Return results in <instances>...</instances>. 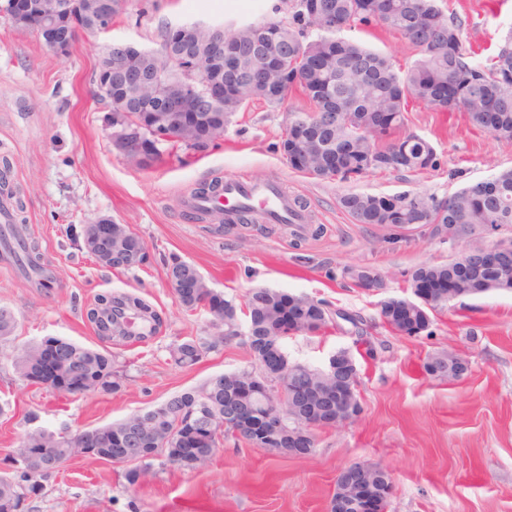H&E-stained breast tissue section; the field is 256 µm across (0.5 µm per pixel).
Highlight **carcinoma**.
<instances>
[{
    "instance_id": "1",
    "label": "carcinoma",
    "mask_w": 512,
    "mask_h": 512,
    "mask_svg": "<svg viewBox=\"0 0 512 512\" xmlns=\"http://www.w3.org/2000/svg\"><path fill=\"white\" fill-rule=\"evenodd\" d=\"M304 0H288V19L237 30L224 36V58L248 59L257 51L276 56L288 68L293 84L309 103V109L288 113V134L303 136V148L309 154L304 167L294 170L316 178L339 177L347 180L370 171H405L420 173L437 166L433 146L424 138L407 131L408 100L424 104L434 112H460L474 128L497 140L512 144V41L508 40L484 63L471 61L474 52L465 46L462 22L457 19L453 2L448 12L436 0H319L320 15L312 16L303 7ZM357 24H373L407 40L421 58L401 72L390 58L356 41L336 37V32ZM316 38L307 39L310 30ZM288 55H283V49ZM277 67L269 62L249 72H220L211 65L199 77V84L224 78V111L215 122L200 124L180 135L178 143L187 149L204 150L224 135L222 126L249 104L260 101L269 106L281 105L288 92L278 81ZM387 113L383 126H377L379 113ZM340 206L357 224H453L450 244L473 233L475 227L491 228L496 233L512 228V169L502 170L492 178L477 181L446 199L437 200L402 193L393 196L348 193L339 198ZM4 253L18 266L32 273L43 272L38 246L23 243L16 251L3 242ZM196 266L177 258L167 264L168 279L186 277ZM366 265L348 266L344 277L358 288H373L366 280ZM448 263L422 264L408 272L407 283L446 281L451 276ZM459 287L473 296L491 289H512V271L476 268L461 280ZM293 304L296 330L314 334L332 322L330 310L320 301L283 291L274 293L253 290L246 302V346L256 365L266 353H276L283 360L291 383L319 377L318 369L291 363L284 352L287 336L282 334L279 313L284 302ZM224 315L214 320L212 336H190L179 343L171 356L180 367L195 365L204 354L214 350L223 338L235 335L238 327L237 307L224 299ZM381 322L397 330L399 314L393 305L379 303ZM128 324L139 318L146 331L137 333L148 339L160 332L161 318L149 319L117 313ZM57 344L72 364L89 365L92 392L112 394L121 388V376L108 351L92 349L63 338L46 340ZM40 344L18 351L13 367L18 376L31 384L38 383ZM428 359L444 368L440 377L457 375L458 360L440 353ZM241 374L260 384L241 407L254 414H265L283 403L266 394L277 381L264 370H243ZM336 405V382L323 383L321 396L301 405L306 420L322 427L329 425L327 409ZM153 415L138 412L110 425L95 429L100 434L97 460L109 463H132L127 472L129 483H136V471L151 474L154 466L187 468V453L177 435L189 427L212 422L219 428L224 419V376L217 375L202 385L176 394L159 404ZM139 427L140 441L151 456L138 458L128 448L119 447L118 438ZM82 434L62 435L43 430L41 446L45 454L30 457L15 475L0 474V512H15L19 506L42 489L41 480L54 473L70 459L69 448L80 444Z\"/></svg>"
}]
</instances>
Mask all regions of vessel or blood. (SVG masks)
Listing matches in <instances>:
<instances>
[{
  "mask_svg": "<svg viewBox=\"0 0 512 512\" xmlns=\"http://www.w3.org/2000/svg\"><path fill=\"white\" fill-rule=\"evenodd\" d=\"M223 205L227 221H237L241 210L261 206L265 213L275 220H286L294 224L308 221L305 210L296 208L277 186L270 182H255L244 179H230L224 182L219 196L190 197L187 206L192 211H208L216 205Z\"/></svg>",
  "mask_w": 512,
  "mask_h": 512,
  "instance_id": "vessel-or-blood-1",
  "label": "vessel or blood"
}]
</instances>
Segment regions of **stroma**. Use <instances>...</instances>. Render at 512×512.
I'll list each match as a JSON object with an SVG mask.
<instances>
[{"mask_svg": "<svg viewBox=\"0 0 512 512\" xmlns=\"http://www.w3.org/2000/svg\"><path fill=\"white\" fill-rule=\"evenodd\" d=\"M457 11L465 43L479 57L495 53L512 33V0H462ZM286 0H125L107 30L79 37L57 56L34 29L15 28L0 15V177H7L24 209L15 226L36 244L55 274L38 286L0 251V307L16 328L0 342V471L11 459L27 417L58 433L74 434L123 420L196 387L208 378L251 368L237 336L189 368L175 366L170 347L209 334L206 309L186 311L167 283L165 259L193 263L208 286L236 307L266 287L305 295L329 309L360 315L363 333L341 321L318 335L294 334L284 344L292 362L323 368L341 351L356 360L363 412L353 422L315 432L307 457H289L234 438L189 471L169 467L129 483L127 467L74 458L44 479L24 512H329L336 477L353 464L387 467L395 489L389 512H512V290L466 297L431 312L429 328L409 338L384 327V296L410 297L405 274L423 263L460 255L449 245L393 226L357 224L341 195L401 193L447 198L466 185L512 169V145L472 129L461 114L409 109V128L429 141L438 166L413 175L372 171L343 181L292 169L278 149L290 111L306 108L298 94L271 107L255 103L233 116L220 146L202 151L163 143L153 164L129 162L107 136L110 108L91 76L104 48L131 42L156 50L168 27L187 22L224 25L286 19ZM401 68L417 59L407 41L373 25L342 32ZM244 175L275 182L302 200L305 224L260 220L252 228L198 220L184 205L200 183ZM102 216L129 225L149 259L124 272L100 267L78 245L85 224ZM379 270L384 292L343 279L348 265ZM140 297L162 317L154 339L115 345L125 379L117 394L64 395L18 377L20 348L65 338L91 348L100 341L85 318L97 295ZM377 347L365 353L367 342ZM466 358L467 373L448 381L426 375L428 355Z\"/></svg>", "mask_w": 512, "mask_h": 512, "instance_id": "stroma-1", "label": "stroma"}]
</instances>
